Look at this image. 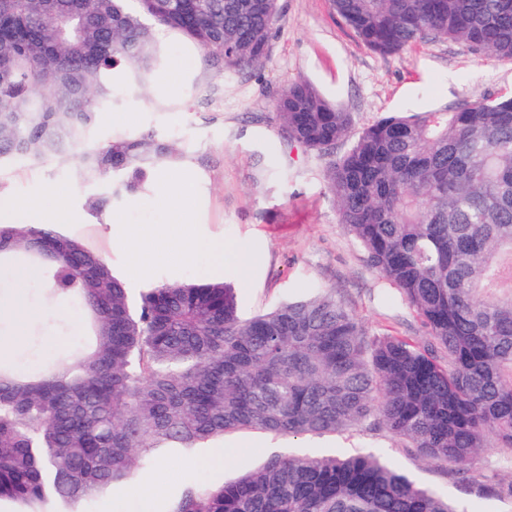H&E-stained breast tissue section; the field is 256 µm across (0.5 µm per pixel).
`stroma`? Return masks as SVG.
<instances>
[{
    "mask_svg": "<svg viewBox=\"0 0 512 512\" xmlns=\"http://www.w3.org/2000/svg\"><path fill=\"white\" fill-rule=\"evenodd\" d=\"M279 19L266 63L246 74L206 68L199 50L178 37L168 40L161 73L174 75L178 92L161 80L149 99L133 94L101 112L97 136L105 141L125 130H153L174 141L180 158L167 173H190L196 183L194 224L226 247L224 266L212 269L208 257L172 265L155 262L149 277L127 273L126 247L113 236L106 215L126 224L171 223L173 215L155 203L160 189L151 177L142 192L113 199L106 211L90 208L107 195L102 183L82 181L64 163L0 166V196H41L48 184L69 188L78 218L60 225L67 236L81 239L110 263L113 275L128 290L130 303L161 283L220 280L238 293L242 318L274 309L309 295L314 289L336 296L374 333L425 343L420 319L400 292L373 271L356 240L339 224L324 171L343 155L350 140L332 154L306 150L283 139L275 120L278 92L295 81L311 83L328 101L352 115V130L393 113L455 109L469 101L512 95V61L482 55L452 41H428L399 54L382 56L368 50L336 16L330 0H279ZM180 56L193 63L181 72L172 64ZM53 320L40 317L24 331L19 356L29 364L47 359L49 337L79 335L84 327L79 309L61 302ZM224 462L207 465L214 447ZM353 455L375 451L411 474L421 485L458 506L482 503L486 512H512V453L494 448L477 460L474 471L487 484H463L446 465L429 462L408 444L373 424L336 435L297 438L254 429L226 433L219 444L163 448L148 456L112 488L81 499H49L44 512H130L120 495L151 476L156 493L154 512H170L192 485L216 487L260 468L273 453Z\"/></svg>",
    "mask_w": 512,
    "mask_h": 512,
    "instance_id": "1",
    "label": "stroma"
}]
</instances>
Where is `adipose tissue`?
Here are the masks:
<instances>
[{
	"mask_svg": "<svg viewBox=\"0 0 512 512\" xmlns=\"http://www.w3.org/2000/svg\"><path fill=\"white\" fill-rule=\"evenodd\" d=\"M158 206L178 212L180 223L171 227L125 228L119 216H109L110 224L121 226L129 241L127 265L132 277L150 274L157 259L172 264H183L201 254L210 255L213 263L223 264L224 245L198 232L188 221L196 202V185L189 175L165 177L156 197ZM51 219L55 224H66L74 218L68 188L53 185L43 196L19 200L0 197V223L22 224L30 219Z\"/></svg>",
	"mask_w": 512,
	"mask_h": 512,
	"instance_id": "obj_1",
	"label": "adipose tissue"
}]
</instances>
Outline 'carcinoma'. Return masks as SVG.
<instances>
[{
    "label": "carcinoma",
    "instance_id": "carcinoma-1",
    "mask_svg": "<svg viewBox=\"0 0 512 512\" xmlns=\"http://www.w3.org/2000/svg\"><path fill=\"white\" fill-rule=\"evenodd\" d=\"M0 0V164L74 163L112 195L175 159L158 133L93 139L120 91L148 88L175 34L224 72L268 58L278 0ZM370 50L463 42L512 60V0H331ZM282 136L326 152L352 117L306 82L275 100ZM339 223L428 331L371 333L332 289L247 320L224 281L163 283L130 307L107 259L51 225H0V269L38 267L91 342L46 368L0 360V498L110 488L156 448L256 429L304 437L368 421L467 477L512 452V97L391 114L324 172ZM171 512H469L374 452L276 454L189 489Z\"/></svg>",
    "mask_w": 512,
    "mask_h": 512
}]
</instances>
